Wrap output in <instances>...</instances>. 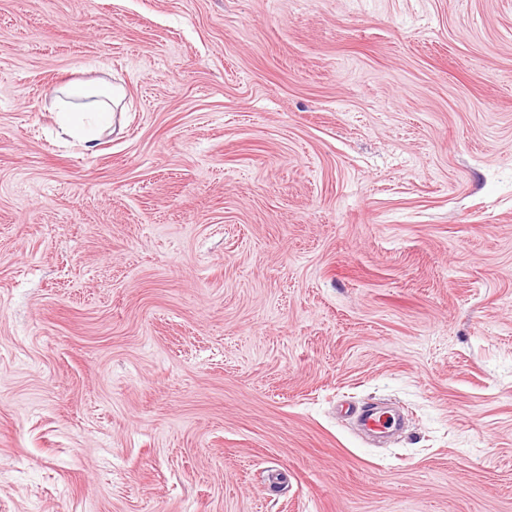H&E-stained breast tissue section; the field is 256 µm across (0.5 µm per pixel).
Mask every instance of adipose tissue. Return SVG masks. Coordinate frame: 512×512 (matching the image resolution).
Masks as SVG:
<instances>
[{"mask_svg": "<svg viewBox=\"0 0 512 512\" xmlns=\"http://www.w3.org/2000/svg\"><path fill=\"white\" fill-rule=\"evenodd\" d=\"M119 99L108 83L88 85L71 82L58 88L56 122L61 132L85 148H93L101 130L112 117V106Z\"/></svg>", "mask_w": 512, "mask_h": 512, "instance_id": "adipose-tissue-1", "label": "adipose tissue"}]
</instances>
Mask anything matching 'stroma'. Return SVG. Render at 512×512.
Listing matches in <instances>:
<instances>
[{"label":"stroma","mask_w":512,"mask_h":512,"mask_svg":"<svg viewBox=\"0 0 512 512\" xmlns=\"http://www.w3.org/2000/svg\"><path fill=\"white\" fill-rule=\"evenodd\" d=\"M0 512H512V0H0ZM56 122L60 131L86 149L94 147L99 133L112 117L119 93L110 83L88 85L69 82L55 90Z\"/></svg>","instance_id":"obj_1"}]
</instances>
